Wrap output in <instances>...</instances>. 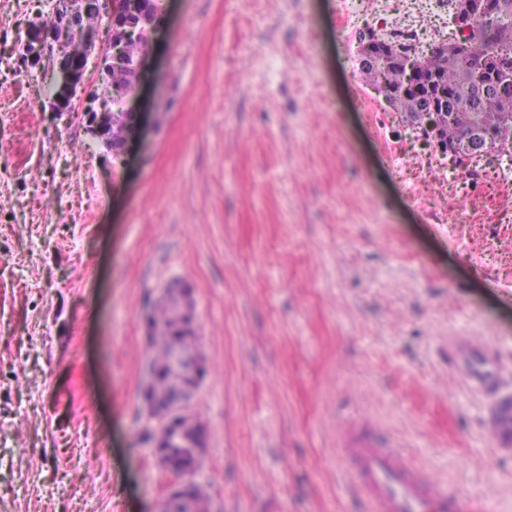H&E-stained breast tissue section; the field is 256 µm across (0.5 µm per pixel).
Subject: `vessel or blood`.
Returning <instances> with one entry per match:
<instances>
[{
    "mask_svg": "<svg viewBox=\"0 0 512 512\" xmlns=\"http://www.w3.org/2000/svg\"><path fill=\"white\" fill-rule=\"evenodd\" d=\"M448 357L471 388L485 396L496 392L500 363L490 347L465 336H452L448 339ZM489 433L504 439L512 437L511 400L496 403ZM338 455L370 512H480L475 502L459 497L446 484L431 479L423 468L410 463L390 439L379 435L371 419L343 428Z\"/></svg>",
    "mask_w": 512,
    "mask_h": 512,
    "instance_id": "1",
    "label": "vessel or blood"
}]
</instances>
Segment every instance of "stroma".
<instances>
[{
	"mask_svg": "<svg viewBox=\"0 0 512 512\" xmlns=\"http://www.w3.org/2000/svg\"><path fill=\"white\" fill-rule=\"evenodd\" d=\"M47 0H0V512H157L146 321L184 282L208 373L190 479L210 512H366L336 465L369 415L483 512H512L481 336L512 398V151L458 165L360 71L369 30L447 39L445 0H170L124 162L18 55ZM448 358L471 388L485 396L496 392L500 363L490 347L466 336H452L448 339Z\"/></svg>",
	"mask_w": 512,
	"mask_h": 512,
	"instance_id": "1",
	"label": "stroma"
}]
</instances>
